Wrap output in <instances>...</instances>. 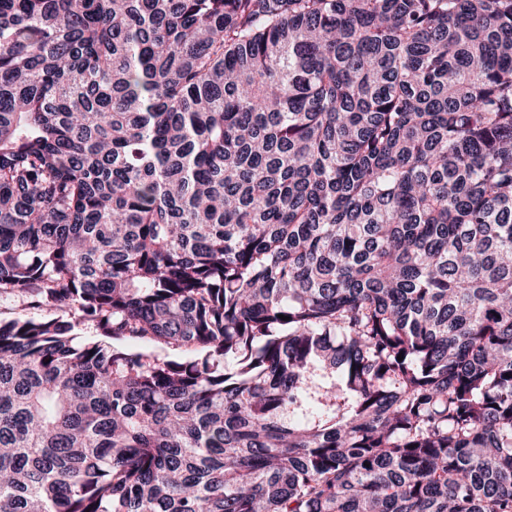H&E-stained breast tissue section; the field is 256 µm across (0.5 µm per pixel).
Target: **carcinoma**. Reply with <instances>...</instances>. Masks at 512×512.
<instances>
[{"label": "carcinoma", "mask_w": 512, "mask_h": 512, "mask_svg": "<svg viewBox=\"0 0 512 512\" xmlns=\"http://www.w3.org/2000/svg\"><path fill=\"white\" fill-rule=\"evenodd\" d=\"M8 298L0 512H512V0H0Z\"/></svg>", "instance_id": "1"}]
</instances>
